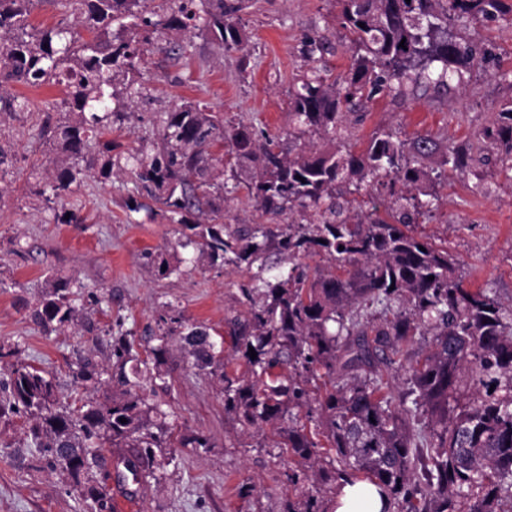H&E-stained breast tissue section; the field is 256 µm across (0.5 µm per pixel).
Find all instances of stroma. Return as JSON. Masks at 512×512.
Returning <instances> with one entry per match:
<instances>
[{"label":"stroma","mask_w":512,"mask_h":512,"mask_svg":"<svg viewBox=\"0 0 512 512\" xmlns=\"http://www.w3.org/2000/svg\"><path fill=\"white\" fill-rule=\"evenodd\" d=\"M492 19L453 23L491 60L473 69L463 87L443 93L414 92L407 100L377 98L361 121H346L348 144L360 149L373 132L397 129L411 137L431 133L444 144L473 141L477 133L512 103V0ZM338 0H253L240 13L244 52L218 53L203 21L185 31L165 30L139 43L141 60L134 75L116 73L111 137L117 153L151 150L158 141L159 117L191 101L224 115L225 126L245 125L259 135L287 139L292 129L290 92L311 68L307 36L317 34L332 46L326 57L331 74L344 72L351 57ZM10 96L38 104L33 113L0 114V380L11 367L26 363L45 371L60 404L103 399L107 384H77L78 357L109 362L115 333L131 334L134 349L145 352L156 335L166 333L168 305L209 328L218 346L230 348L224 320L241 308L238 286L246 276L230 265L177 248L181 227L149 212L146 193L138 192L124 172L109 180L84 177L62 198L47 200L44 189L57 151L41 137V104L58 102L64 87L10 84ZM477 176L449 172L435 186L434 209L417 217L413 228L445 247L457 262L464 287L483 289L503 304L512 303V176L501 170L493 151L476 154ZM256 176L235 167L224 176V221L250 224L260 214L247 196ZM138 201L140 210L130 208ZM80 221L62 224V211ZM163 255L176 272L159 275L154 255ZM73 289L78 321L44 333L34 310L54 279ZM169 389L156 401L168 414L174 438L203 436L204 448H166L157 454L152 476L119 486L114 479L120 449L107 456L104 491L107 507L79 496L67 474L51 470L34 456L27 432L33 415L0 417V512H117V502L134 495L138 512H286L310 487L288 482L293 467L262 431L242 426L224 410L218 376L197 371L177 336L168 338L161 365Z\"/></svg>","instance_id":"stroma-1"}]
</instances>
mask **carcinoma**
<instances>
[{
	"mask_svg": "<svg viewBox=\"0 0 512 512\" xmlns=\"http://www.w3.org/2000/svg\"><path fill=\"white\" fill-rule=\"evenodd\" d=\"M35 2L0 0V112L31 111L28 100L3 96L9 83H66L57 109L72 119L41 128L64 155L49 182L57 198L81 180L79 163L92 152L104 159L100 174L113 173L114 146L106 138L112 74L135 73L139 50L113 35L112 25L182 29L195 19L194 0H167L169 10L149 17L145 0H59L64 15L92 33L89 40L68 24L34 30ZM206 2L213 45L223 54L242 51L238 13L246 0ZM341 2L350 64L335 78L316 66L295 85L294 148L285 153L243 125L227 130L220 113L187 102L165 113L156 148L125 158L136 188L181 225L178 247L248 275L238 284L247 311L225 318L243 370L227 371L234 359L221 361L209 329L171 307L177 328L150 349L154 367L134 353L126 333L112 337L113 368L90 358L77 364V382L97 383L105 373L117 385L102 402L61 408L52 381L23 363L0 383V416L40 415L30 447L46 467L67 471L85 499L102 498L97 473L105 443L127 449L118 463L137 478L154 463L155 449L173 447L167 414L148 404L145 392L166 387L159 362L165 338L176 333L194 369L221 368L226 412L259 430L273 425L276 447L296 464L288 482L312 481L314 492L288 512H332L333 483L359 476L387 493L386 512H512V308L464 287L448 249L409 229L412 214L434 207L433 181L447 170L481 177L473 147L445 148L430 134L403 138L388 129L355 151L341 130L347 115L381 95L403 99L409 87L439 93L484 66L486 57L448 34V24L493 16L504 0ZM312 134L322 143L303 142ZM224 142L236 163L257 170L248 196L259 211L279 217L297 210L307 222L224 223V184L211 177L224 164L212 148ZM479 142L512 162V104ZM364 184L386 198L384 209L354 218L343 186L358 191ZM312 254L325 256L328 268L308 272L300 259ZM272 255L288 257V272L265 276ZM33 317L47 332L77 320L70 282L57 280ZM414 336L431 337L421 358L409 348ZM395 367L409 374L398 399L385 392ZM65 455L77 465L64 467Z\"/></svg>",
	"mask_w": 512,
	"mask_h": 512,
	"instance_id": "cac0c4a2",
	"label": "carcinoma"
}]
</instances>
